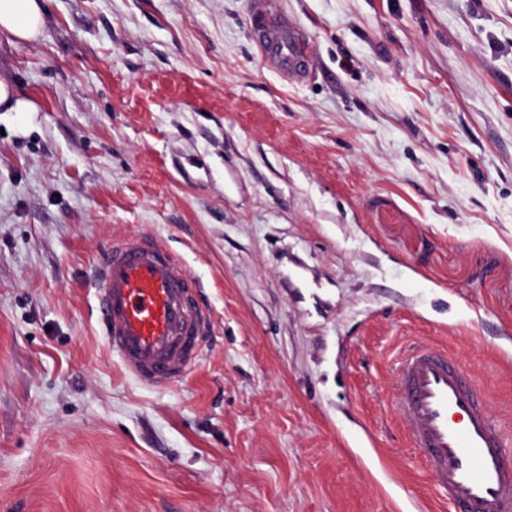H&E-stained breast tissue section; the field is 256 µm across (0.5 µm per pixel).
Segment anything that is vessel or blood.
<instances>
[{"label":"vessel or blood","instance_id":"vessel-or-blood-1","mask_svg":"<svg viewBox=\"0 0 512 512\" xmlns=\"http://www.w3.org/2000/svg\"><path fill=\"white\" fill-rule=\"evenodd\" d=\"M250 34L262 58L298 78L310 52L299 27L258 0ZM99 313L124 371L149 387H170L196 365L210 322L199 285L153 237L115 242L100 257ZM393 399L409 441L427 462L452 512H512V438L491 414L461 359L419 344L396 369Z\"/></svg>","mask_w":512,"mask_h":512}]
</instances>
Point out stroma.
<instances>
[{
  "label": "stroma",
  "instance_id": "35a3bbf8",
  "mask_svg": "<svg viewBox=\"0 0 512 512\" xmlns=\"http://www.w3.org/2000/svg\"><path fill=\"white\" fill-rule=\"evenodd\" d=\"M47 0L0 41V512H449L394 363L462 355L512 429V0ZM145 234L201 283L202 361L109 349L100 255ZM250 34L265 63L291 78L302 76L309 44L301 29L272 9L266 0H258L251 16ZM3 112H31L34 105L22 98L17 97L14 87L6 80L0 78V108Z\"/></svg>",
  "mask_w": 512,
  "mask_h": 512
}]
</instances>
